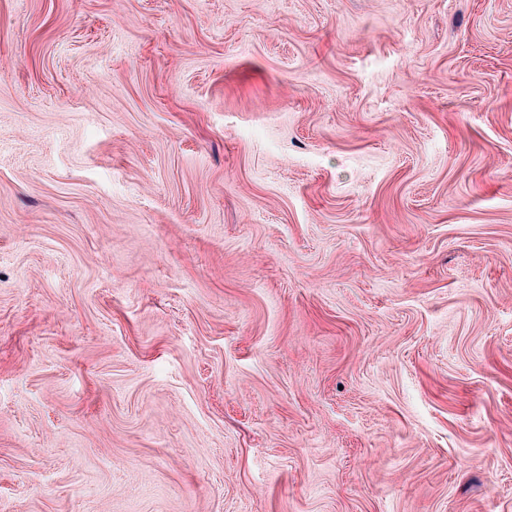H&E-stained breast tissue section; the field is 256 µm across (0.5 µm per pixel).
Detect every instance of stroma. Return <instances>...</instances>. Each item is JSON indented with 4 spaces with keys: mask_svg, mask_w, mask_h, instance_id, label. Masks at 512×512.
Returning a JSON list of instances; mask_svg holds the SVG:
<instances>
[{
    "mask_svg": "<svg viewBox=\"0 0 512 512\" xmlns=\"http://www.w3.org/2000/svg\"><path fill=\"white\" fill-rule=\"evenodd\" d=\"M0 512H512V0H0Z\"/></svg>",
    "mask_w": 512,
    "mask_h": 512,
    "instance_id": "stroma-1",
    "label": "stroma"
}]
</instances>
